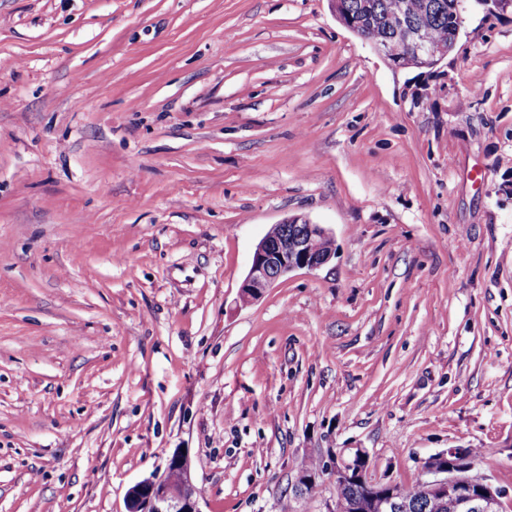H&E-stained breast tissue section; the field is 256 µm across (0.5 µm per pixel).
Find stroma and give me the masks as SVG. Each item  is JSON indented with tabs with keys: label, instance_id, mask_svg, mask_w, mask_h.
<instances>
[{
	"label": "stroma",
	"instance_id": "stroma-1",
	"mask_svg": "<svg viewBox=\"0 0 512 512\" xmlns=\"http://www.w3.org/2000/svg\"><path fill=\"white\" fill-rule=\"evenodd\" d=\"M293 215L333 259L242 304ZM179 447L202 512H326L359 450L512 487V11L396 71L329 0H0V512Z\"/></svg>",
	"mask_w": 512,
	"mask_h": 512
}]
</instances>
